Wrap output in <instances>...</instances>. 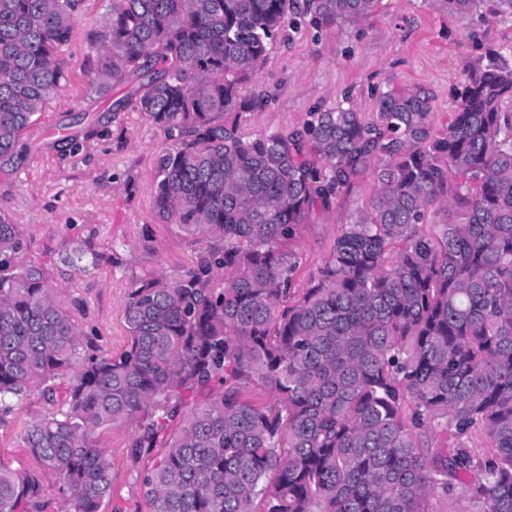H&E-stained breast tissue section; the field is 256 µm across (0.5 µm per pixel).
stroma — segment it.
Instances as JSON below:
<instances>
[{"label":"stroma","mask_w":512,"mask_h":512,"mask_svg":"<svg viewBox=\"0 0 512 512\" xmlns=\"http://www.w3.org/2000/svg\"><path fill=\"white\" fill-rule=\"evenodd\" d=\"M116 7L117 0H82L60 53L62 89L27 129L19 153L0 159V214L18 224L26 259L47 267L84 348L114 357L128 344L124 312L133 288L150 274H184L198 250L193 236L160 223L153 211L155 169L173 141L137 109L132 80L103 85L96 78L97 52ZM495 51L512 63V13L502 12L498 0H479L459 14L445 0H382L372 17L329 27L310 25L299 12L243 87V95L264 102L239 117V128L247 136L292 133L310 112L345 99L369 121L380 92L410 88L430 96V124L442 131L453 118L457 88ZM376 190L368 171L331 207L311 210L291 245L296 292L313 285L336 238ZM81 247L101 254L97 266L81 271L66 263ZM50 410L35 390L0 422V464L39 479L43 512H60L55 477L24 443L26 426ZM133 434L130 424L96 432L112 462V495L100 512H149L142 479L154 459L131 461Z\"/></svg>","instance_id":"35a3bbf8"}]
</instances>
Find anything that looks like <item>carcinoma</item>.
I'll list each match as a JSON object with an SVG mask.
<instances>
[{
	"label": "carcinoma",
	"mask_w": 512,
	"mask_h": 512,
	"mask_svg": "<svg viewBox=\"0 0 512 512\" xmlns=\"http://www.w3.org/2000/svg\"><path fill=\"white\" fill-rule=\"evenodd\" d=\"M81 0H0V156L66 75L60 49ZM100 80L136 77V104L177 146L162 155L154 211L200 243L180 278L143 279L130 342L81 354L45 266L23 260L0 217V420L35 389L62 408L27 427L66 512H100L112 463L96 429L136 426L130 456L150 512H436L456 492L473 512H512V65L498 56L457 93L433 131L422 91H389L366 121L349 101L303 130L246 136L228 113L297 0H120ZM381 0H305L319 24L356 22ZM325 162L320 170L305 156ZM373 168L377 191L336 238L313 286L293 299L281 249L316 204ZM448 222L423 231L428 208ZM266 386L274 403L245 396ZM203 399L186 406L185 394ZM482 431L481 450L433 448ZM35 478L0 464V512H39Z\"/></svg>",
	"instance_id": "cac0c4a2"
}]
</instances>
